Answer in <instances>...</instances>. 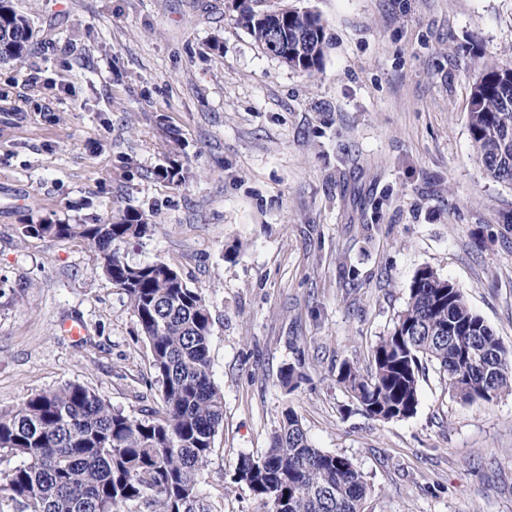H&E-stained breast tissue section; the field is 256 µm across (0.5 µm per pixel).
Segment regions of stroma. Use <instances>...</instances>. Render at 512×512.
Returning a JSON list of instances; mask_svg holds the SVG:
<instances>
[{"mask_svg":"<svg viewBox=\"0 0 512 512\" xmlns=\"http://www.w3.org/2000/svg\"><path fill=\"white\" fill-rule=\"evenodd\" d=\"M287 4L326 26L313 73L266 53L233 0H14L35 47L0 64V411L67 382L140 419L161 410L95 252L19 231L133 208L155 229L126 260L171 264L210 306L214 512H267L233 475L288 407L365 473V512H512V394L462 402L430 364L416 415L378 422L336 383L341 361L369 368L423 267L512 349V184L486 174L468 114L477 66L512 61V0L261 7ZM171 160L185 183L154 177ZM76 321L75 339L61 327Z\"/></svg>","mask_w":512,"mask_h":512,"instance_id":"35a3bbf8","label":"stroma"}]
</instances>
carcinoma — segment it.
Returning a JSON list of instances; mask_svg holds the SVG:
<instances>
[{"label": "carcinoma", "instance_id": "cac0c4a2", "mask_svg": "<svg viewBox=\"0 0 512 512\" xmlns=\"http://www.w3.org/2000/svg\"><path fill=\"white\" fill-rule=\"evenodd\" d=\"M239 0L238 23L267 51L288 33L282 61L306 73L319 69L328 45L320 16L285 5L257 8ZM33 32L13 0H0V62L21 63ZM469 133L486 173L512 184V65L479 69L469 96ZM155 175L186 180L178 164ZM144 212L126 210L95 224H23L24 236L77 240L98 252L102 274L127 297L147 341L164 410L138 419L112 410L96 392L67 383L30 395L0 413V512H213L200 490L224 421V396L212 381L210 307L170 264L131 265L120 244L149 235ZM367 374L347 360L336 382L376 421L413 417L425 364L439 368L448 389L465 402L491 403L512 393L507 350L459 288L429 267L419 269L391 332L372 350ZM234 480L266 501L268 512H364L370 487L351 459L313 446L292 408L285 410L265 454L238 459Z\"/></svg>", "mask_w": 512, "mask_h": 512}]
</instances>
